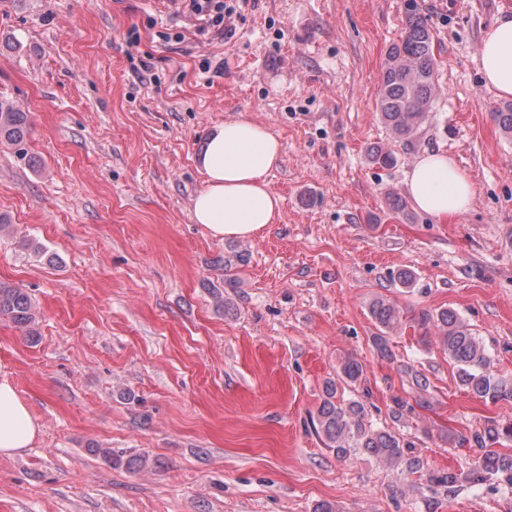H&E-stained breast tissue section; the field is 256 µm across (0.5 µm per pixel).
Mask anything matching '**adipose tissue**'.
I'll return each mask as SVG.
<instances>
[{"label":"adipose tissue","mask_w":512,"mask_h":512,"mask_svg":"<svg viewBox=\"0 0 512 512\" xmlns=\"http://www.w3.org/2000/svg\"><path fill=\"white\" fill-rule=\"evenodd\" d=\"M481 72L499 96L512 97V16H499L482 35ZM281 156L279 140L246 119L215 125L194 162L204 185L193 201L192 218L210 236L250 239L281 217V199L267 182ZM408 193L418 209L444 222L467 210L474 192L448 155L420 156L407 177ZM41 426L18 395L9 377L0 376V455L29 447Z\"/></svg>","instance_id":"ef3b65f1"}]
</instances>
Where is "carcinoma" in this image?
Returning <instances> with one entry per match:
<instances>
[{
  "mask_svg": "<svg viewBox=\"0 0 512 512\" xmlns=\"http://www.w3.org/2000/svg\"><path fill=\"white\" fill-rule=\"evenodd\" d=\"M437 59L434 53V34L425 17L412 10L406 18L398 41L387 51L383 79L377 92L376 112L392 139L411 143L426 120L435 96ZM499 133L512 138V102H503L491 112ZM29 131L27 113L0 101V141L23 150ZM367 160L372 165L388 168L395 164L392 151L379 145L367 150ZM369 312L379 334L373 344L383 358L392 357L386 334L401 322L400 309L382 297L373 299ZM0 318H5L23 328L28 336H37V312L32 299L20 290L0 282ZM426 335L438 338L440 349L456 368L457 381L463 390L493 403H512V377L494 370L491 354L482 338L474 335L468 325L453 309L438 312L423 311L415 320ZM364 376L361 362L353 357L344 359L338 380L325 383L324 398L316 411L315 431L324 445L333 449L338 458L351 455L375 457L389 466L407 462L410 474H420L429 487L442 488L449 494L466 483L481 487L497 479L512 489V456L502 454L492 445L502 439L512 440V423L500 426L489 424L473 435L479 454L465 472L453 469H426L416 457L405 452L408 443L392 430L379 427L368 417L363 403L358 400H337L338 383L359 384ZM109 462L125 463L130 470H139L148 464V457L136 454L122 460L110 448H92Z\"/></svg>",
  "mask_w": 512,
  "mask_h": 512,
  "instance_id": "carcinoma-1",
  "label": "carcinoma"
}]
</instances>
